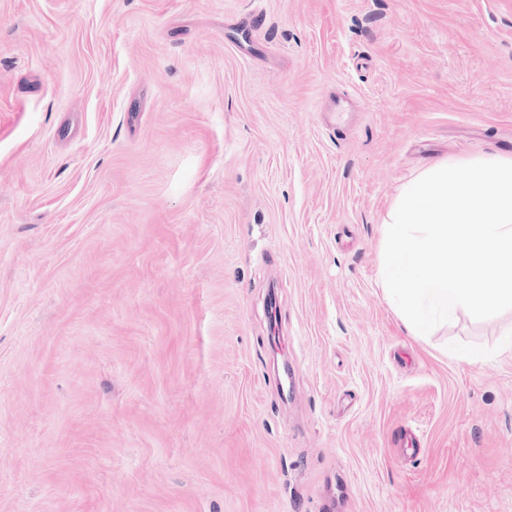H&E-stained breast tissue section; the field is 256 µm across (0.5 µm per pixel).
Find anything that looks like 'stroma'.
Segmentation results:
<instances>
[{"label": "stroma", "mask_w": 512, "mask_h": 512, "mask_svg": "<svg viewBox=\"0 0 512 512\" xmlns=\"http://www.w3.org/2000/svg\"><path fill=\"white\" fill-rule=\"evenodd\" d=\"M251 2L0 0V512H512V311L378 282L512 155V0Z\"/></svg>", "instance_id": "stroma-1"}]
</instances>
